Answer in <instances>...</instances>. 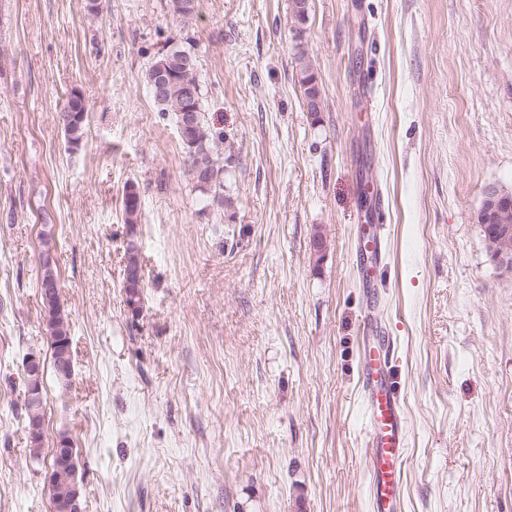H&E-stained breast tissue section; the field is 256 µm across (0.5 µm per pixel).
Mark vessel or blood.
<instances>
[{
    "mask_svg": "<svg viewBox=\"0 0 512 512\" xmlns=\"http://www.w3.org/2000/svg\"><path fill=\"white\" fill-rule=\"evenodd\" d=\"M368 260L361 269L366 286H374L381 255L378 228L362 233ZM360 380L368 414L366 467L370 477L373 512H396L404 492L402 464L405 459L407 425L402 411L393 366V342L379 336L372 323H365Z\"/></svg>",
    "mask_w": 512,
    "mask_h": 512,
    "instance_id": "vessel-or-blood-1",
    "label": "vessel or blood"
}]
</instances>
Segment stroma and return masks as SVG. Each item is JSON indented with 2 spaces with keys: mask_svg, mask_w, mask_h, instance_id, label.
<instances>
[{
  "mask_svg": "<svg viewBox=\"0 0 512 512\" xmlns=\"http://www.w3.org/2000/svg\"><path fill=\"white\" fill-rule=\"evenodd\" d=\"M303 43L322 95L307 110ZM192 48L233 148L203 210L144 76ZM88 104L70 149L56 116ZM146 282L126 304L123 194ZM512 192V0H0V512H52L59 431L83 512H370L360 382L376 304L407 423L403 512H512V275L477 221ZM382 225L377 299L356 262ZM326 241L317 254L314 233ZM51 249L75 374L44 375L43 461L21 382L49 357Z\"/></svg>",
  "mask_w": 512,
  "mask_h": 512,
  "instance_id": "35a3bbf8",
  "label": "stroma"
}]
</instances>
